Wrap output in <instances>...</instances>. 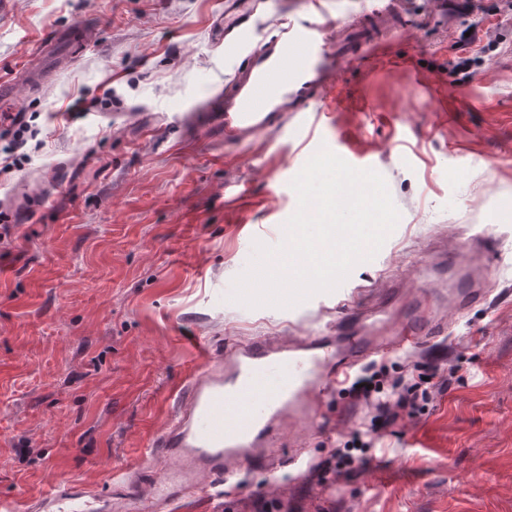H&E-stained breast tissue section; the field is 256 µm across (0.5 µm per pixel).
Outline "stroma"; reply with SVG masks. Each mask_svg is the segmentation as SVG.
<instances>
[{"mask_svg": "<svg viewBox=\"0 0 512 512\" xmlns=\"http://www.w3.org/2000/svg\"><path fill=\"white\" fill-rule=\"evenodd\" d=\"M499 6L450 0L443 17L408 0L385 49L338 66L333 96L309 104L314 127L289 115L228 148L223 126L178 119L243 61L212 40L224 0H0V81L35 132L23 169L0 171V497L24 512L63 481L103 492L124 467L155 476L195 337L222 353L343 325L355 307L397 321L429 291L446 336L382 362L392 380L435 366L450 383L382 433L375 459L315 470L370 424L343 389L322 406L334 427L298 433L302 481L243 469L239 495L177 512H512V20ZM71 24L81 53L28 87L41 42ZM464 33L484 58L470 82L452 71ZM463 97L479 107L457 108ZM326 145L383 176L395 228L334 291L286 308L230 301L255 243L284 240L294 173ZM464 275L485 297L460 312L450 290Z\"/></svg>", "mask_w": 512, "mask_h": 512, "instance_id": "stroma-1", "label": "stroma"}]
</instances>
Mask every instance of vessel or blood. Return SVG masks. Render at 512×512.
<instances>
[{
    "mask_svg": "<svg viewBox=\"0 0 512 512\" xmlns=\"http://www.w3.org/2000/svg\"><path fill=\"white\" fill-rule=\"evenodd\" d=\"M262 0H225L216 44L248 49L244 66L225 80L223 89L195 114L198 123L218 118L224 144L240 146L278 126L284 113L305 111L334 86L336 63L357 65L364 51L381 46L403 14V0L383 10L361 13L341 27L331 24L329 0H304L270 20L273 35L259 48L251 20ZM80 31L62 28L41 52L46 66L33 73L44 83L66 68L80 50ZM437 322L429 301H421L401 321H381L371 333L344 326L335 334L293 337L264 336L233 344L214 355L199 344L196 372L184 383L177 409L151 455L163 459L159 476L141 485L135 474L120 469L109 492L80 484H60L30 498L27 512H168L176 502L193 497L210 478L212 487L245 464L260 469L301 453L283 454L280 425L302 426L319 419L318 401L334 395L351 369L372 356L429 343Z\"/></svg>",
    "mask_w": 512,
    "mask_h": 512,
    "instance_id": "b4317fda",
    "label": "vessel or blood"
}]
</instances>
